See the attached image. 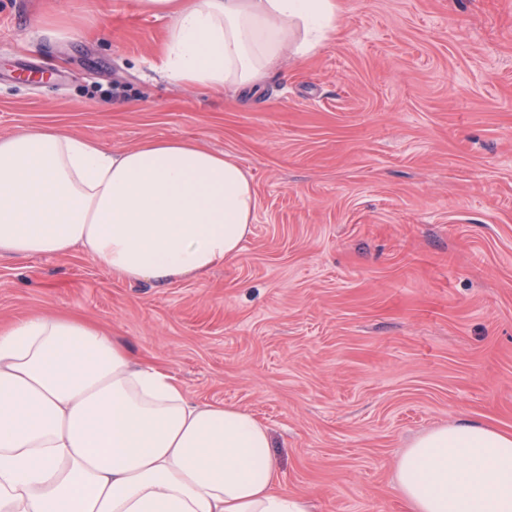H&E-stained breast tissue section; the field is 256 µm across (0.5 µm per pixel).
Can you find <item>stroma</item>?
<instances>
[{"mask_svg":"<svg viewBox=\"0 0 512 512\" xmlns=\"http://www.w3.org/2000/svg\"><path fill=\"white\" fill-rule=\"evenodd\" d=\"M338 3L334 38L245 93L162 73L170 21L133 0H0V137L192 140L257 196L238 256L166 288L78 252L0 258V322L91 317L257 416L316 512H407L413 440L512 431V0Z\"/></svg>","mask_w":512,"mask_h":512,"instance_id":"stroma-1","label":"stroma"}]
</instances>
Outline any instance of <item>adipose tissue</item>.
<instances>
[{"mask_svg": "<svg viewBox=\"0 0 512 512\" xmlns=\"http://www.w3.org/2000/svg\"><path fill=\"white\" fill-rule=\"evenodd\" d=\"M166 16L164 67L258 90L288 46L336 33V0H134ZM256 195L229 156L189 140L130 150L52 127L0 138V258L81 251L165 288L236 257ZM267 427L199 403L94 321L0 324V512H312L280 484ZM395 488L410 512H512V432L468 420L417 438Z\"/></svg>", "mask_w": 512, "mask_h": 512, "instance_id": "ef3b65f1", "label": "adipose tissue"}]
</instances>
